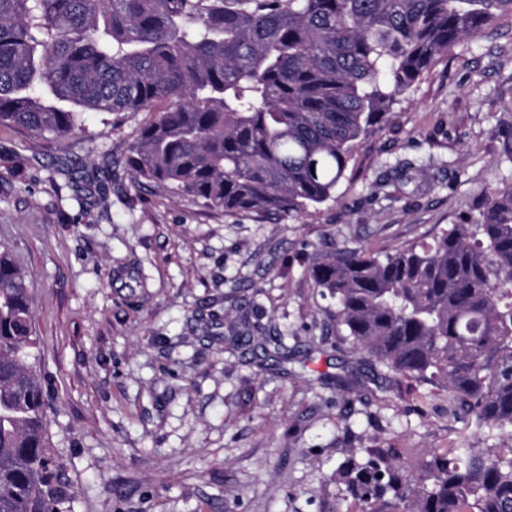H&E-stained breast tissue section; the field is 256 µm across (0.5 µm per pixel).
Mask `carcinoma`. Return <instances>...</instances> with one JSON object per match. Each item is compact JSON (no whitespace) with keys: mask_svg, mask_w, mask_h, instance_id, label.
Listing matches in <instances>:
<instances>
[{"mask_svg":"<svg viewBox=\"0 0 512 512\" xmlns=\"http://www.w3.org/2000/svg\"><path fill=\"white\" fill-rule=\"evenodd\" d=\"M512 0H0V126L77 136L87 112H152L136 180L246 215L334 198L358 145ZM360 349L410 391L463 403L507 454L385 448L342 473L360 512H512V184L392 253L334 244L310 270ZM28 285L0 244V512H68L30 361Z\"/></svg>","mask_w":512,"mask_h":512,"instance_id":"1","label":"carcinoma"}]
</instances>
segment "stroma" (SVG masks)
Segmentation results:
<instances>
[{"label":"stroma","mask_w":512,"mask_h":512,"mask_svg":"<svg viewBox=\"0 0 512 512\" xmlns=\"http://www.w3.org/2000/svg\"><path fill=\"white\" fill-rule=\"evenodd\" d=\"M150 113L83 137L0 126V243L28 284L70 512H357L336 470L500 449L464 406L357 349L310 269L329 245L431 240L512 183V14L398 96L336 196L291 218L210 209L120 159ZM284 337L260 362L244 337Z\"/></svg>","instance_id":"obj_1"}]
</instances>
